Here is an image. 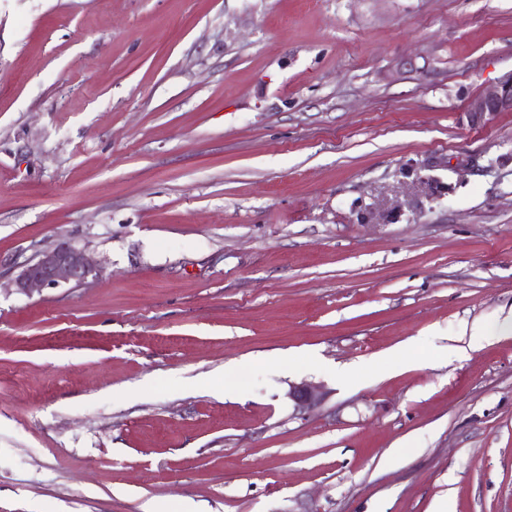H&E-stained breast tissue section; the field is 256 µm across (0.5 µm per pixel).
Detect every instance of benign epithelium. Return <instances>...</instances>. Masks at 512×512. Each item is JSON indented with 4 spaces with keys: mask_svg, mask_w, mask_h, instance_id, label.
I'll list each match as a JSON object with an SVG mask.
<instances>
[{
    "mask_svg": "<svg viewBox=\"0 0 512 512\" xmlns=\"http://www.w3.org/2000/svg\"><path fill=\"white\" fill-rule=\"evenodd\" d=\"M501 112H512V72L486 85L469 105L466 117L469 124L479 126ZM97 274L95 263L84 250L68 242H60L22 263L13 279V286L23 293L45 288H77ZM288 397L301 411L320 402L322 394L312 387L303 386L290 389Z\"/></svg>",
    "mask_w": 512,
    "mask_h": 512,
    "instance_id": "obj_1",
    "label": "benign epithelium"
}]
</instances>
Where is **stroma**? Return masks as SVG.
I'll list each match as a JSON object with an SVG mask.
<instances>
[{"mask_svg": "<svg viewBox=\"0 0 512 512\" xmlns=\"http://www.w3.org/2000/svg\"><path fill=\"white\" fill-rule=\"evenodd\" d=\"M510 71L512 0H0V512H512ZM501 112H512V71L486 85L465 114L469 124L479 126ZM19 268L12 283L23 293L45 288H77L98 274L95 263L85 251L68 242L40 251Z\"/></svg>", "mask_w": 512, "mask_h": 512, "instance_id": "obj_1", "label": "stroma"}]
</instances>
